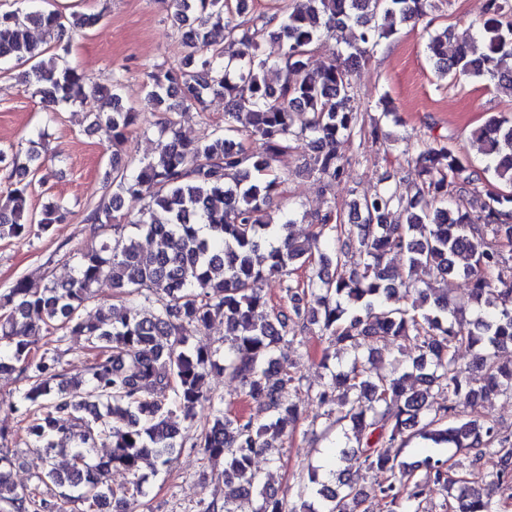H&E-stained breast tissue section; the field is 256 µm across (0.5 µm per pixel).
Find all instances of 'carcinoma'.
I'll list each match as a JSON object with an SVG mask.
<instances>
[{
  "mask_svg": "<svg viewBox=\"0 0 512 512\" xmlns=\"http://www.w3.org/2000/svg\"><path fill=\"white\" fill-rule=\"evenodd\" d=\"M254 0H172V18L187 48L183 62L148 73L147 106L172 113L204 111L208 98L224 97V126L203 141L182 138L170 117L160 128L167 137L161 154L128 165L112 158V195L87 218L97 248L81 253L67 280L34 285L25 279L0 291V371H17L28 381L9 413L27 420L34 448L69 455L61 471L53 465L33 484L12 479L11 449L0 448V503L10 512H58L45 495L52 485L58 497L85 512H137L146 495L144 469L168 466L182 448L180 430L169 419L189 416L195 405H216L211 425L193 447L210 459H224L222 480L231 496L211 501L202 512H234L230 497L258 500L256 512H351L368 500L386 512H411L435 490L455 487L448 512H498L496 490L512 485V436L471 413L500 394H512V363L499 361L512 350V278L487 273L503 266L498 243L512 244V115L495 113L473 130L485 144L483 173L470 168L446 144L418 155L419 182L403 196L384 187L354 204L356 220L334 207L317 219L316 231L299 240L292 219L273 222L268 209L282 194L280 158L303 146L311 152V171L336 182L347 174L344 145L359 124L352 104V77L367 48L416 25L428 16L430 0H299L272 15L254 14ZM96 14L66 16L57 10H0V62L29 65L21 74L25 89L42 94L45 125L59 105L88 109L90 125L111 145L124 141L141 113L123 103V75H112L109 104L90 109L86 78L60 57L48 62L30 42L29 28L47 33L91 27ZM350 31L353 42L337 51L321 69L309 56L323 35ZM448 28L428 33L426 50L437 72L454 78L488 80L512 97V0H486L475 37L448 53ZM278 65L283 76L270 85L265 72ZM246 124L239 126L240 117ZM256 137L261 150L244 140ZM45 160L33 146L26 152L0 149V177L12 185L11 207L0 209V231L28 235L47 232L61 221L64 206L53 201L40 214L29 208L28 175ZM506 189L481 190L484 175ZM437 202L418 209L421 198ZM143 202L136 217L121 213L125 199ZM405 223L390 220L393 211ZM159 238L163 247L142 250L138 238ZM359 253L356 266L348 256ZM404 253L409 269L431 279L415 288L386 262ZM305 268L303 280L292 272ZM470 285L475 319L458 318L448 287L458 278ZM282 283L287 307H275L264 283ZM107 285L122 297L120 308H100L83 316ZM38 315L22 334L19 321ZM224 319L228 352L189 344L190 334ZM313 328L328 342L351 353L348 369L330 374L316 392L327 418L351 424L354 445H337L335 460L354 461L337 480L309 475L299 503L267 489L254 468V456L271 448L298 416L301 379L278 370L280 345L299 340ZM84 338L91 353L85 375L61 367L56 349L39 350L45 337ZM390 337L418 350L412 371L397 375L377 370L360 358L369 342ZM473 352L463 368L459 348ZM216 372L240 381L246 397L262 404L269 419L224 415V399H214L206 378ZM418 385L409 388L405 379ZM448 396L432 398L434 388ZM112 437L106 460L94 455L102 435ZM430 441L424 458L407 463L383 452L405 448L415 437ZM445 448L465 452L457 469L442 455ZM424 469V478L414 471ZM114 469L130 475L115 489ZM362 471L385 474L371 492L359 483Z\"/></svg>",
  "mask_w": 512,
  "mask_h": 512,
  "instance_id": "1",
  "label": "carcinoma"
}]
</instances>
